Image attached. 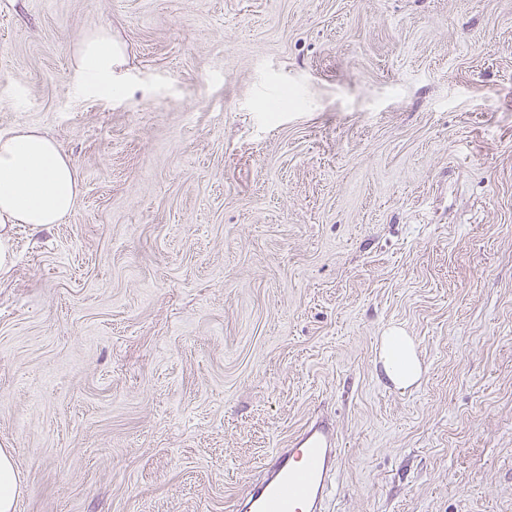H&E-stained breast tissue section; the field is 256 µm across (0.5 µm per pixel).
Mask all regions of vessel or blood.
Listing matches in <instances>:
<instances>
[{"mask_svg": "<svg viewBox=\"0 0 512 512\" xmlns=\"http://www.w3.org/2000/svg\"><path fill=\"white\" fill-rule=\"evenodd\" d=\"M340 458L334 425L323 418L307 422L263 464L237 512H326Z\"/></svg>", "mask_w": 512, "mask_h": 512, "instance_id": "vessel-or-blood-1", "label": "vessel or blood"}]
</instances>
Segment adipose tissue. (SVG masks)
<instances>
[{"label":"adipose tissue","instance_id":"obj_1","mask_svg":"<svg viewBox=\"0 0 512 512\" xmlns=\"http://www.w3.org/2000/svg\"><path fill=\"white\" fill-rule=\"evenodd\" d=\"M122 44L110 30L97 29L73 47V66L89 90L111 94ZM78 171L42 128L21 126L0 134V269L12 263L11 224H58L70 214L78 194ZM378 359L386 378L407 388L422 375L413 337L394 325L378 338Z\"/></svg>","mask_w":512,"mask_h":512}]
</instances>
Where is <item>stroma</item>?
<instances>
[{"instance_id":"1","label":"stroma","mask_w":512,"mask_h":512,"mask_svg":"<svg viewBox=\"0 0 512 512\" xmlns=\"http://www.w3.org/2000/svg\"><path fill=\"white\" fill-rule=\"evenodd\" d=\"M98 28L108 96L72 63ZM29 124L80 189L8 228L16 512H235L317 415L330 512H512V0H0ZM122 44L108 29H97L84 35L73 47V66L89 90L111 95L116 66L123 64ZM378 359L386 378L395 386L407 388L422 375V365L412 336L394 325L378 336Z\"/></svg>"}]
</instances>
